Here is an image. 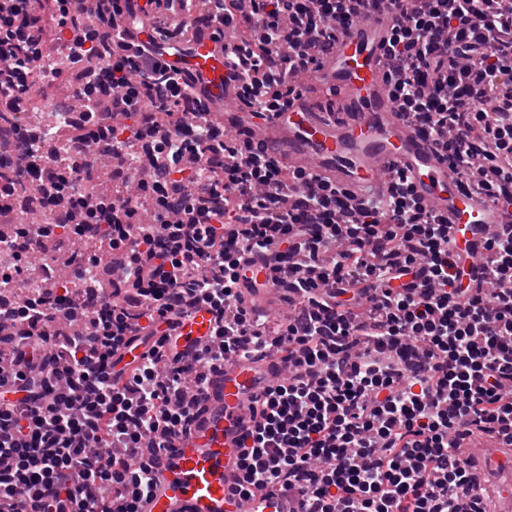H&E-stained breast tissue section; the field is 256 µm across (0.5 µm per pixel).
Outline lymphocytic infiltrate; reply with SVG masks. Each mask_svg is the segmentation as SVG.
<instances>
[{
	"instance_id": "obj_1",
	"label": "lymphocytic infiltrate",
	"mask_w": 512,
	"mask_h": 512,
	"mask_svg": "<svg viewBox=\"0 0 512 512\" xmlns=\"http://www.w3.org/2000/svg\"><path fill=\"white\" fill-rule=\"evenodd\" d=\"M392 3L387 92L472 196L512 209V0H147L142 24L204 20L235 51L252 114L319 86L355 18ZM120 0H0V213L26 177L40 207L12 219L0 286V502L9 512H139L144 448L193 419L209 371L240 359L280 376L249 399L237 489L302 512H490L461 443L512 447V224L486 229L479 275L408 177L355 198L289 170L151 46L125 42ZM64 107L25 125L34 74ZM111 157L103 166L102 157ZM74 234L67 254L57 227ZM54 266L36 289L25 271ZM268 267L281 313L247 305ZM96 277L71 297L70 287ZM213 333L178 347L186 313ZM140 362L121 363L132 344Z\"/></svg>"
}]
</instances>
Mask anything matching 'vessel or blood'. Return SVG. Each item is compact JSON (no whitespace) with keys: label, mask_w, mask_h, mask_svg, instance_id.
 Wrapping results in <instances>:
<instances>
[{"label":"vessel or blood","mask_w":512,"mask_h":512,"mask_svg":"<svg viewBox=\"0 0 512 512\" xmlns=\"http://www.w3.org/2000/svg\"><path fill=\"white\" fill-rule=\"evenodd\" d=\"M143 5L144 0H125L123 27L133 29L136 41L151 44L161 61L182 71L208 111L223 113L226 128H243L283 165L330 177L353 192L405 173L418 199L447 216L449 235L470 244L469 265L478 268L490 261L484 228L511 224L512 214L491 200L466 195L447 160L399 116L384 92V41L395 10L357 19L343 31L323 68L328 99L304 92L286 111L250 118L228 81L233 54L211 27L192 22L182 36L162 40L150 27L134 28ZM213 326L207 307L193 308L182 320L184 346L204 344ZM273 372L271 364L246 361L210 372L191 429L171 447L146 453L151 488L139 504L141 512H289L288 497L281 493L258 494L244 507L236 495L239 439L249 426L241 406L261 394ZM481 448L485 462L512 482V458L502 454L500 444L485 440Z\"/></svg>","instance_id":"vessel-or-blood-1"}]
</instances>
